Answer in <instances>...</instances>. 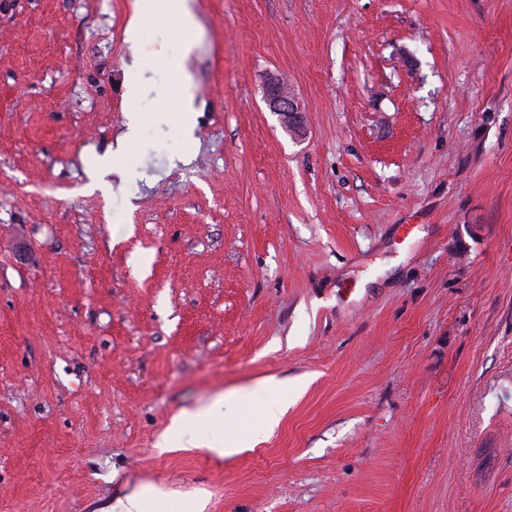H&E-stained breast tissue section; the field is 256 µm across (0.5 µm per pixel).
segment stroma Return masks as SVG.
I'll return each mask as SVG.
<instances>
[{
    "label": "stroma",
    "instance_id": "35a3bbf8",
    "mask_svg": "<svg viewBox=\"0 0 512 512\" xmlns=\"http://www.w3.org/2000/svg\"><path fill=\"white\" fill-rule=\"evenodd\" d=\"M134 4L0 0V512H512V0ZM266 102L271 112L279 117L281 124L290 132L299 134L302 126L303 109L298 100L279 80L269 87Z\"/></svg>",
    "mask_w": 512,
    "mask_h": 512
}]
</instances>
